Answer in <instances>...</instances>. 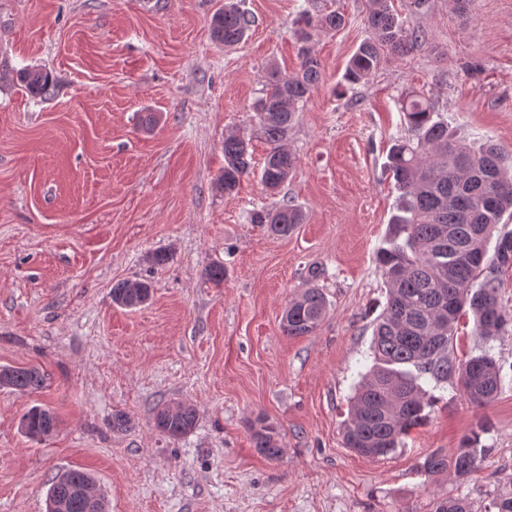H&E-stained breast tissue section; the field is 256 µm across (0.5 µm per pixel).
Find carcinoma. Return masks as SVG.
I'll use <instances>...</instances> for the list:
<instances>
[{
	"instance_id": "1",
	"label": "carcinoma",
	"mask_w": 512,
	"mask_h": 512,
	"mask_svg": "<svg viewBox=\"0 0 512 512\" xmlns=\"http://www.w3.org/2000/svg\"><path fill=\"white\" fill-rule=\"evenodd\" d=\"M390 0H366V22L371 36L350 59L344 79L351 85L369 80L385 55H405L423 41L424 33L394 14ZM236 0H224L211 21L213 38L226 48L239 44L254 25ZM344 23L333 11L316 17L301 12L296 20L300 66L292 75L270 72L265 93L253 106V133L224 137V169L217 179L220 192L235 193L252 169L251 139L264 140L270 150L260 171V183L271 195L280 192L296 167V158L284 141L297 122L304 102L318 88L323 75L320 57L310 46L313 32H332ZM16 82L33 97L51 94L52 74L41 68L15 71ZM404 134L393 139L388 168L402 191L403 203L389 221L386 246L376 254L387 288L386 305L373 330V364L362 377L343 422L346 447L375 459V448L388 456L404 445L405 438L425 425L435 402L433 391L456 379L474 405L497 398L504 386L497 360L484 351L464 362L452 354L456 327L466 312L475 319L477 335L486 341L512 337V311L499 300L498 273L512 267V233L499 238L494 255L487 257L486 243L503 214L512 210V159L495 145L477 147L457 136L448 121L428 100L411 95L402 104ZM300 208L288 200L250 212V223L282 236L304 223ZM152 292L144 280L122 281L112 287V303L137 308ZM326 298L314 286L289 301L282 328L289 336H308L323 323ZM44 373L35 367L0 368V387L16 391L40 389ZM155 428L169 438H181L195 427L191 407L173 413L155 409ZM54 413L31 407L21 419L26 437L42 440L56 429ZM483 424L468 436L451 457L428 455L421 464L427 475L448 467L466 476L480 464ZM254 447L267 459L281 453L277 428L263 420L251 427ZM95 477L82 468L56 476L47 501H68L69 512H107L105 496L90 503L79 489ZM434 512H470L464 498H444Z\"/></svg>"
}]
</instances>
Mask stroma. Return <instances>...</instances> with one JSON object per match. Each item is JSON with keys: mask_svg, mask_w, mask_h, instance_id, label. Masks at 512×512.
<instances>
[{"mask_svg": "<svg viewBox=\"0 0 512 512\" xmlns=\"http://www.w3.org/2000/svg\"><path fill=\"white\" fill-rule=\"evenodd\" d=\"M410 2L393 6L422 44L351 88L346 64L371 34L364 0H241L255 25L230 49L210 29L224 0H0V60L55 79L44 98L0 80V367L47 376L32 392L0 388V512H46L70 467L94 473L108 512H433L444 497L489 512L512 496L510 387L477 407L450 382L385 458L358 456L341 432L386 302L376 254L398 202L387 162L402 100L424 93L462 136L512 157V0H429L420 13ZM305 6L345 24L313 36L324 80L288 133L297 164L281 189L306 221L274 236L248 220L273 202L257 173L263 140L236 193L216 179L225 136H250L269 65L297 70ZM156 250L165 265L149 264ZM213 263L222 284L205 276ZM314 267L327 317L286 335L283 312ZM135 279L151 282L150 300L114 306L113 285ZM485 349L512 377V340L483 342L463 317L457 359ZM177 404L197 423L172 440L153 412ZM35 405L57 418L42 441L19 429ZM117 413L126 428H113ZM259 417L279 431L277 460L253 445ZM480 422L479 468L419 473Z\"/></svg>", "mask_w": 512, "mask_h": 512, "instance_id": "obj_1", "label": "stroma"}]
</instances>
